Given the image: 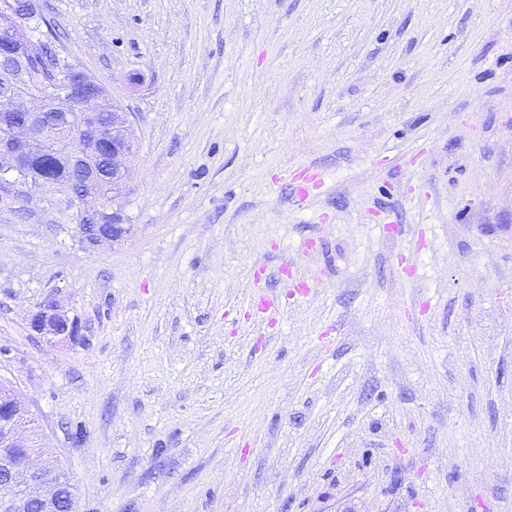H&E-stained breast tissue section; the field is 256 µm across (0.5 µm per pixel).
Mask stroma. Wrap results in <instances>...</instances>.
<instances>
[{"mask_svg":"<svg viewBox=\"0 0 512 512\" xmlns=\"http://www.w3.org/2000/svg\"><path fill=\"white\" fill-rule=\"evenodd\" d=\"M39 3L138 140L121 241L0 196V384L79 512H512V0ZM289 185L294 199L303 203L321 191L324 185V177L317 168L305 166L297 169L292 174ZM267 276V268L265 266H260L253 270V282L256 291L250 301V307L253 310L256 321L260 323H265L266 320L277 313L281 307V303L277 297L269 296L261 290V288H264L263 283L267 279ZM273 319L274 318L271 317L269 323H272ZM30 325L33 331L51 344L74 342L79 338L78 320L75 317H70L53 301L39 306L31 316Z\"/></svg>","mask_w":512,"mask_h":512,"instance_id":"1","label":"stroma"}]
</instances>
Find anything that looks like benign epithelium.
<instances>
[{
	"mask_svg": "<svg viewBox=\"0 0 512 512\" xmlns=\"http://www.w3.org/2000/svg\"><path fill=\"white\" fill-rule=\"evenodd\" d=\"M23 25L37 15L35 0H0V15ZM45 61L55 79L48 94L22 100L20 88L26 84L25 60L28 45L23 40H0V72L5 81L0 88V192L29 186L24 179L28 162L37 155L64 152L70 165L81 170L78 192L70 194L80 215V242L95 247L122 239L130 225L119 211L87 210L81 201L112 187L116 199L131 177L125 159L136 149L133 115L121 108L102 111L103 94L87 91L91 79L66 62L55 41L44 38ZM33 331L47 342L78 340V320L48 301L32 314ZM29 410L11 391L0 390V472L9 475L0 482V512H78L75 489L43 464L35 467L29 454L17 464L3 453L5 448H25L30 438L20 430L33 428Z\"/></svg>",
	"mask_w": 512,
	"mask_h": 512,
	"instance_id": "obj_1",
	"label": "benign epithelium"
}]
</instances>
